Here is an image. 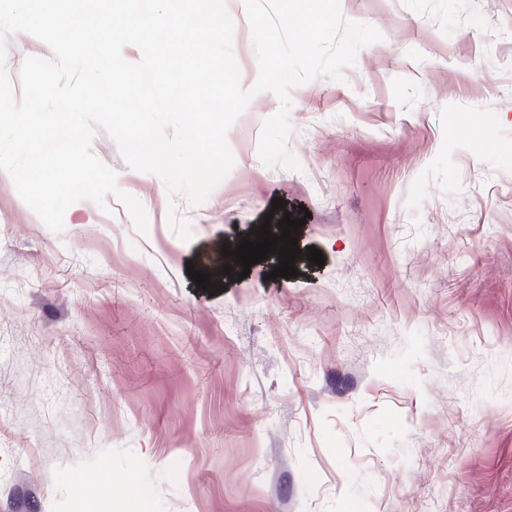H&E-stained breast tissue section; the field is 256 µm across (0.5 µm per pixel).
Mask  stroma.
Segmentation results:
<instances>
[{
    "label": "stroma",
    "mask_w": 512,
    "mask_h": 512,
    "mask_svg": "<svg viewBox=\"0 0 512 512\" xmlns=\"http://www.w3.org/2000/svg\"><path fill=\"white\" fill-rule=\"evenodd\" d=\"M340 10L382 38L290 89L297 168L259 157L262 92L197 205L96 134L144 233L111 195L54 233L0 170V512H512V0ZM29 56L52 51L11 35L13 95ZM276 197L306 220L297 275L270 278L273 253L229 278ZM90 471L108 496L76 507Z\"/></svg>",
    "instance_id": "1"
}]
</instances>
